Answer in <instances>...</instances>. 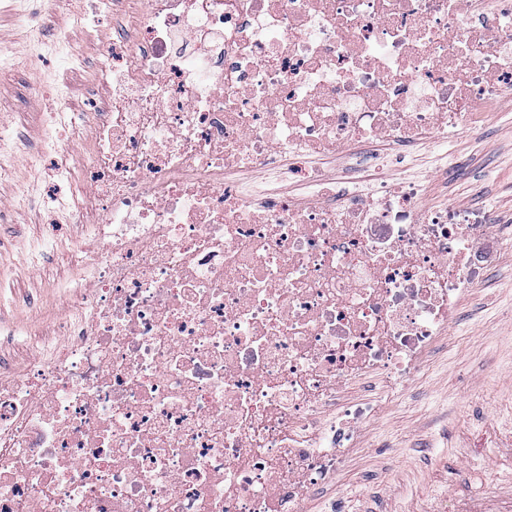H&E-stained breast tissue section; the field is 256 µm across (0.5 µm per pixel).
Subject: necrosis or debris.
<instances>
[{
    "label": "necrosis or debris",
    "instance_id": "necrosis-or-debris-1",
    "mask_svg": "<svg viewBox=\"0 0 512 512\" xmlns=\"http://www.w3.org/2000/svg\"><path fill=\"white\" fill-rule=\"evenodd\" d=\"M95 82L101 251L65 348L0 364V512H308L425 370L495 244L376 185L512 93V0H148ZM366 156L349 184L300 162Z\"/></svg>",
    "mask_w": 512,
    "mask_h": 512
}]
</instances>
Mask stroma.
<instances>
[{
  "mask_svg": "<svg viewBox=\"0 0 512 512\" xmlns=\"http://www.w3.org/2000/svg\"><path fill=\"white\" fill-rule=\"evenodd\" d=\"M85 7L89 22L70 33L86 65L70 69L26 56L27 32L47 12L68 22L63 0H31L25 15L8 12L0 0V52L18 60L0 75V128L18 135L21 176L0 182V325L17 333L13 341L0 337V355L19 367L58 344L55 323L73 313L66 295L72 250L100 248L88 213L54 226L15 202L21 180L38 195L47 190L46 158L29 151L47 137L45 87L61 82L73 110L95 108L88 94L100 52L112 40V16L100 0H85ZM410 172L422 181V205L482 208L511 234L498 265L464 300L465 320L447 347L364 429L361 448L327 495L346 512H512V96L486 109L475 130L449 134L447 149L420 147L386 177ZM37 238L59 249L34 267L29 246Z\"/></svg>",
  "mask_w": 512,
  "mask_h": 512,
  "instance_id": "1",
  "label": "stroma"
}]
</instances>
